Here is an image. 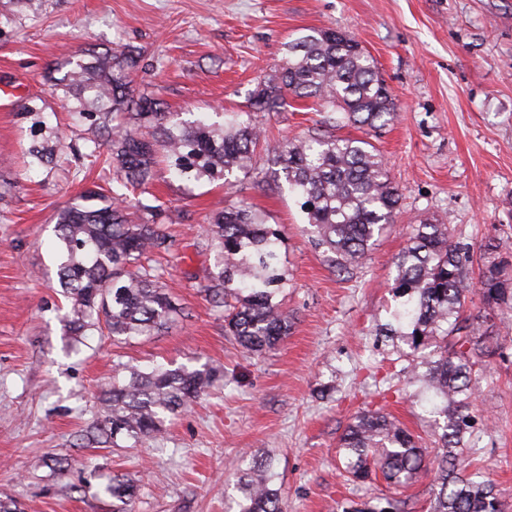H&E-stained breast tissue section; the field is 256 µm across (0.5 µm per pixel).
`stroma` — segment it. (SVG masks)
<instances>
[{
  "label": "stroma",
  "instance_id": "35a3bbf8",
  "mask_svg": "<svg viewBox=\"0 0 512 512\" xmlns=\"http://www.w3.org/2000/svg\"><path fill=\"white\" fill-rule=\"evenodd\" d=\"M353 34L376 58L397 117L383 128L337 126L338 112L286 96L254 114L263 140L235 189L184 181L158 165L149 191L168 211L176 243L166 287L177 304L168 329L115 343L75 342L60 308L56 215L96 182L27 170L19 107L40 97L51 125L68 128L54 85L82 51L122 45L137 57L136 87L173 112H246L260 80L289 43L313 29ZM0 500L23 512H112L113 475L138 480L132 512H226L235 474L272 456L285 512H342L386 494L383 481L352 485L336 467V441L351 418L384 408L433 453L438 435L405 344L377 336L391 318L396 256L415 224L449 222L473 247L495 239L512 255V0H60L39 20L0 27ZM369 140L402 194L388 231L353 276H340L305 231L284 189L275 147L315 133ZM246 198L284 232L288 284L278 299L294 315L275 349L252 355L224 332L199 285L213 266L211 214ZM476 393L475 458L512 512V325L495 324ZM162 365L224 372L163 436L143 447H83L101 419L100 387L125 368Z\"/></svg>",
  "mask_w": 512,
  "mask_h": 512
}]
</instances>
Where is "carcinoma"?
I'll return each instance as SVG.
<instances>
[{"instance_id": "carcinoma-1", "label": "carcinoma", "mask_w": 512, "mask_h": 512, "mask_svg": "<svg viewBox=\"0 0 512 512\" xmlns=\"http://www.w3.org/2000/svg\"><path fill=\"white\" fill-rule=\"evenodd\" d=\"M49 2L24 0V18L37 20ZM68 65L57 86L80 133L68 139L47 123L42 109L22 105L23 115L34 117L23 148L29 169L50 174L61 158L78 175L103 156L108 161V188L82 191L57 219L58 282L68 301V327L78 339L103 331L117 342L152 336L167 327L177 309L165 288L167 269L148 257L175 254V241L165 232L166 209L158 199L145 203L130 193L153 182L159 145L174 177L222 178L233 187L232 176L253 170L261 131L241 112H218L220 121L210 123L166 111L156 94L134 88L136 60L125 47L93 51ZM288 92L333 107L342 112V122L363 128H378L396 116L374 58L352 35L334 29L314 30L292 43L276 74L258 83L253 105L266 112L280 106ZM276 163L299 199L315 246L330 254L338 274H352L393 223L400 204L381 154L366 139L330 133L285 141ZM129 210L137 216L134 224L127 220ZM282 245L281 230L265 223L244 199L209 221L214 270L200 288L224 313L226 334L253 354L273 349L291 327V315L276 301L288 285ZM394 270V290L402 301L393 322L377 326L375 335L405 338L412 371L446 402L435 408L443 417V433L429 457L419 437L397 419L380 409L364 410L336 442L343 476L355 483L380 476L400 489L432 472L437 491L430 512H501L492 481L469 471L471 460L464 455L474 436L471 405L485 354L480 324L464 313L477 300L503 320L512 317V258L491 241L476 255L453 238L449 225L423 221L413 228ZM218 375L214 367L150 372L131 367L103 390L104 420L82 441L145 444L162 432L166 415L190 407ZM274 480L272 457L253 460L236 483L235 512H284ZM138 490L136 481L113 477L108 486L113 512H128ZM384 502H354L345 512H405L400 499Z\"/></svg>"}]
</instances>
